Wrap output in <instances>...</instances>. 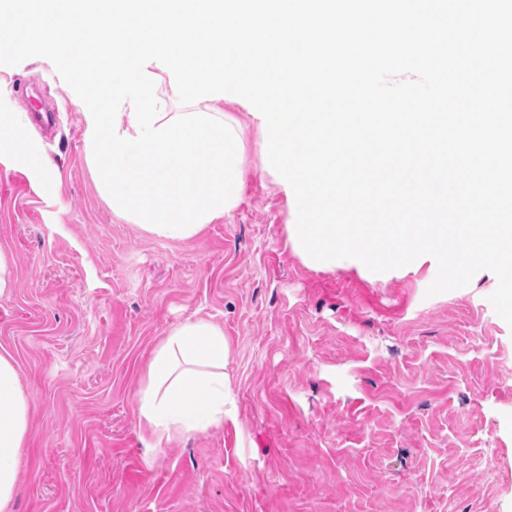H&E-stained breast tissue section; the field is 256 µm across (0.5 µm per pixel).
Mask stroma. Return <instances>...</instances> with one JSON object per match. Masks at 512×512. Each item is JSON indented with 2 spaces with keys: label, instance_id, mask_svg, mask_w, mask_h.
I'll return each instance as SVG.
<instances>
[{
  "label": "stroma",
  "instance_id": "35a3bbf8",
  "mask_svg": "<svg viewBox=\"0 0 512 512\" xmlns=\"http://www.w3.org/2000/svg\"><path fill=\"white\" fill-rule=\"evenodd\" d=\"M42 58L0 65V113L29 159L0 160V351L30 425L10 512H512V327L492 272L427 296L431 264L328 269L287 245L297 214L234 107L238 207L186 242L113 216ZM224 329L235 422L156 443L137 424L153 349Z\"/></svg>",
  "mask_w": 512,
  "mask_h": 512
}]
</instances>
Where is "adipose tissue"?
Listing matches in <instances>:
<instances>
[{
    "mask_svg": "<svg viewBox=\"0 0 512 512\" xmlns=\"http://www.w3.org/2000/svg\"><path fill=\"white\" fill-rule=\"evenodd\" d=\"M230 353L218 324L194 319L174 327L154 349L139 389L140 428L160 442L235 421L231 379L225 371ZM28 427L29 403L19 364L9 352H0V512H10Z\"/></svg>",
    "mask_w": 512,
    "mask_h": 512,
    "instance_id": "ef3b65f1",
    "label": "adipose tissue"
}]
</instances>
